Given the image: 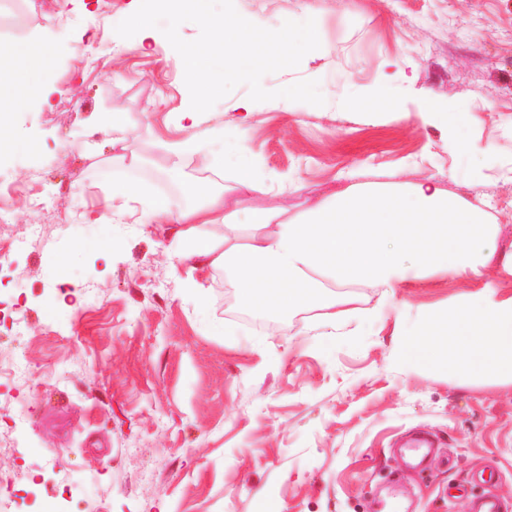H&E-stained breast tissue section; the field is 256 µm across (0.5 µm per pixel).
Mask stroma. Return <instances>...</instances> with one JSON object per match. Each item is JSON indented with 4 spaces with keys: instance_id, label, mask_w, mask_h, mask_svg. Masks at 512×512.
Here are the masks:
<instances>
[{
    "instance_id": "obj_1",
    "label": "stroma",
    "mask_w": 512,
    "mask_h": 512,
    "mask_svg": "<svg viewBox=\"0 0 512 512\" xmlns=\"http://www.w3.org/2000/svg\"><path fill=\"white\" fill-rule=\"evenodd\" d=\"M24 2L21 33L0 57L17 76L0 100L17 133L0 151V182L25 187L9 201L15 232L42 227L0 269V305L23 306L6 340L31 371L0 384V430L18 441L0 454V473L19 476L15 512H41L60 484L72 489L60 512H392L397 500L407 512H467L484 490L472 480L482 469L497 472L493 491L512 501V383L410 368L394 334L397 322L468 291L466 279L435 276L390 294L332 287V336L319 309L254 315L220 270L187 294L161 225L138 223L135 202L113 196L98 174L116 155L153 171L172 164L164 141L188 93L181 57L126 26L131 0ZM234 5L265 28L309 11L320 39L264 86L315 80L324 105L300 104L292 116L259 102L238 131L264 196L293 214L357 172L447 180L460 161L446 127L382 123L350 102L390 61L410 58L419 68L404 86L407 108L428 95L470 112L483 184L465 196L490 205L499 249L512 246V0ZM37 76L56 89L51 106L28 93ZM188 171L202 201L238 199L236 171L196 161ZM32 189L54 193L42 213L30 208ZM117 210L125 218L106 260L97 221ZM222 323L233 336L218 332ZM413 428L443 443L423 473L393 447Z\"/></svg>"
}]
</instances>
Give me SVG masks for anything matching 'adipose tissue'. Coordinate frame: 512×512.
<instances>
[{
	"label": "adipose tissue",
	"mask_w": 512,
	"mask_h": 512,
	"mask_svg": "<svg viewBox=\"0 0 512 512\" xmlns=\"http://www.w3.org/2000/svg\"><path fill=\"white\" fill-rule=\"evenodd\" d=\"M363 112L399 123L416 119L448 128V149L461 161L447 182L368 181L309 203L296 216L272 201L226 209L223 198L199 203L200 187L185 161L200 158L214 172H239L238 190L251 197L261 190L252 161L240 153L237 131L254 111L252 98L238 99L236 120L207 126L202 96L191 97L176 115L179 138L167 142L174 162L165 172L178 192L160 194L144 169L113 157L101 172L113 195L140 207L144 224L170 225V255L189 265L185 286L197 292L198 274L223 269L233 276L243 301L259 316L286 314L307 303L334 308L325 284L374 283L394 290L404 282L433 275L466 278L470 291L445 308L427 309L396 326L403 361L430 365L478 378L512 381V291L495 288L490 271L512 278V250L497 255L500 226L462 195L481 182L482 168L470 158L471 115L463 106L429 103L408 111L401 88L386 75L375 90L359 96ZM244 225L245 241L199 235L202 224Z\"/></svg>",
	"instance_id": "obj_1"
}]
</instances>
